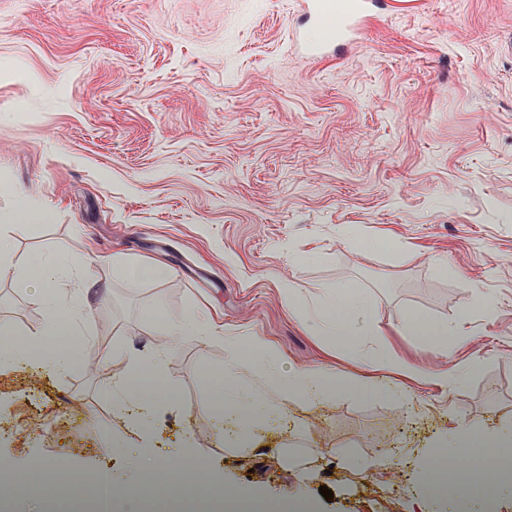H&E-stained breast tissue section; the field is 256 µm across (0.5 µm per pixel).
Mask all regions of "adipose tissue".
<instances>
[{"label":"adipose tissue","mask_w":512,"mask_h":512,"mask_svg":"<svg viewBox=\"0 0 512 512\" xmlns=\"http://www.w3.org/2000/svg\"><path fill=\"white\" fill-rule=\"evenodd\" d=\"M35 294L51 305L52 324L49 329L28 334L12 341L10 323L0 322V366L11 368L40 367L42 371L62 374L74 362L83 343L79 334L88 325L94 307L82 293H67L54 263L31 259ZM311 322L324 335L348 344L369 334L375 325V307L368 297L339 288L325 293L322 307L315 310ZM215 324L196 313L186 312L166 319L167 342L158 343L148 354L133 355L121 349L102 354L104 363L125 365L120 378L101 382L97 390L100 405L131 417L142 427H151L159 410L175 405L178 397L175 384L163 374L168 341L185 336L203 339L215 334ZM397 330L442 353L448 349V327L426 322L414 312L405 313ZM347 391L366 398L372 395L362 379L343 382L331 374L314 372L301 366L289 368L283 379L282 394L312 404L337 392ZM208 415L224 425V435L234 447L246 449L256 439L255 423L265 418L288 421L286 405L277 403L258 388L232 389L221 387L207 406Z\"/></svg>","instance_id":"obj_1"}]
</instances>
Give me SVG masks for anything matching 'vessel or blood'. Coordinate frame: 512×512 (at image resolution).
<instances>
[{"mask_svg": "<svg viewBox=\"0 0 512 512\" xmlns=\"http://www.w3.org/2000/svg\"><path fill=\"white\" fill-rule=\"evenodd\" d=\"M387 0H343L339 9H331L327 0H303V15L320 37L297 34L299 51L313 59H322L347 43L361 38L365 27L386 10Z\"/></svg>", "mask_w": 512, "mask_h": 512, "instance_id": "b4317fda", "label": "vessel or blood"}]
</instances>
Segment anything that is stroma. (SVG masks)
<instances>
[{
	"instance_id": "obj_1",
	"label": "stroma",
	"mask_w": 512,
	"mask_h": 512,
	"mask_svg": "<svg viewBox=\"0 0 512 512\" xmlns=\"http://www.w3.org/2000/svg\"><path fill=\"white\" fill-rule=\"evenodd\" d=\"M300 20L297 0H0V214L18 187L49 215L5 230L14 267L0 274V318L24 334L46 325L24 286L35 256L66 281L67 256L87 255L96 303L68 373L35 387L0 368L9 472L64 457L140 491L145 459L187 441L215 489L240 490L243 512L291 500L303 512H448L427 491L426 452L447 447L456 419L476 437L512 427V0H414L322 60L297 51ZM115 259L167 275L132 284ZM344 285L376 306L357 346L308 320ZM158 305L224 330L169 345L178 402L145 431L96 406L102 377L85 363L103 335L147 352L163 332ZM408 311L467 318L471 334L424 352L392 330ZM231 340L255 365L241 386L279 397L265 371L277 361L377 392L292 403L289 428L227 452L204 408ZM389 357L409 371L387 369ZM136 507L173 512L141 491Z\"/></svg>"
}]
</instances>
